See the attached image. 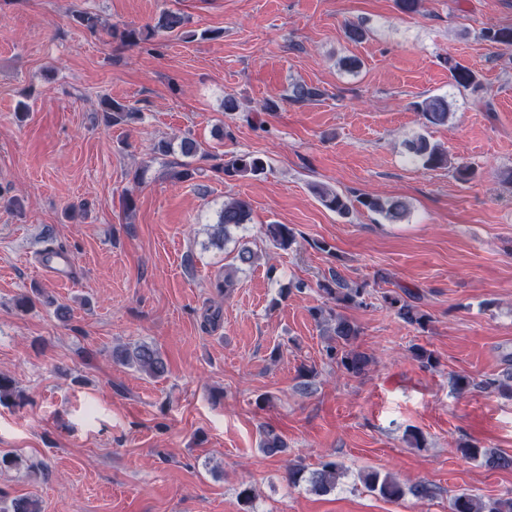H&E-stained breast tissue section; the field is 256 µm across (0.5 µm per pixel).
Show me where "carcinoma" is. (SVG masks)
Instances as JSON below:
<instances>
[{
  "label": "carcinoma",
  "mask_w": 512,
  "mask_h": 512,
  "mask_svg": "<svg viewBox=\"0 0 512 512\" xmlns=\"http://www.w3.org/2000/svg\"><path fill=\"white\" fill-rule=\"evenodd\" d=\"M184 25L183 16L177 12L166 13L157 22L158 28L170 34L184 33ZM480 37L493 47L512 48V27L484 28L480 31ZM445 64L448 65L452 84L458 90L472 93L483 90L478 74L470 67L452 57L447 58ZM321 96V91L316 87L295 84L288 95V100L308 102ZM413 107L422 120V126L428 129L448 124L454 103L446 95H428L414 101ZM102 112L104 121L108 125L126 122L136 115L132 108L110 100L102 102ZM405 147L409 160L426 169L450 168L455 178L462 182L468 181L474 174L467 165L451 166L448 151L431 142L424 134L405 142ZM214 170L226 177H258L265 172L266 161L254 154L234 155L229 160L216 165ZM312 190L327 209L340 215L349 213L351 200L348 196L320 183L313 185ZM359 203L391 224L403 220L409 211L407 202L401 199H381L366 195L359 199ZM250 216L251 203L247 199L236 198L225 202L218 223L211 228V244L219 249L224 248L232 240L233 231L248 223ZM265 234L275 247L281 250H288L297 243L294 230L286 224H268ZM257 261L258 255L250 247L246 245L237 247L232 262L224 266V279L218 281L215 288L221 293L230 291L236 286L238 274L253 267ZM319 288L338 306L360 304L364 296L363 287L350 285L337 273L320 283ZM384 300L394 308L397 316L406 324L422 330L426 328L428 317L418 306L396 295H386ZM311 315L314 320L327 326L330 336V343L326 347L328 358L336 362V365L349 375L355 377L364 375L368 370L370 359L365 353L354 348L360 336V328L333 308L328 310L314 308ZM112 360L152 378L161 377L167 372V363L159 349L148 343L115 346L112 348ZM285 448L286 443L274 429L264 428L261 449L266 454L273 456L284 452ZM460 451L467 457L482 459L484 465L490 468L512 466V458L482 450L473 445H466L460 448ZM344 475L343 465L331 460L322 463L319 469L311 473L308 482L313 491L325 493L335 488ZM358 478L370 491L389 501L399 500L407 492L418 499L428 498L431 494V489L426 483L420 482L405 488L394 476L383 475L375 470L362 471L358 474ZM254 499V487L246 482L241 483L237 493L240 512H251ZM451 512H512V497L485 501L476 496L461 493L451 499Z\"/></svg>",
  "instance_id": "cac0c4a2"
}]
</instances>
